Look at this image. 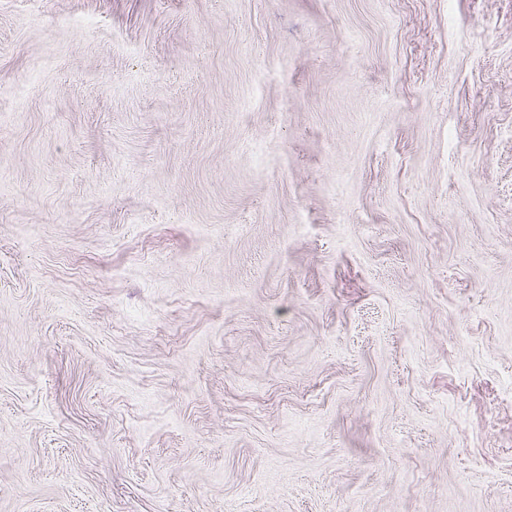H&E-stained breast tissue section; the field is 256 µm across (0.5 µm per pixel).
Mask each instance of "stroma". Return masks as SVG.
<instances>
[{"label":"stroma","instance_id":"35a3bbf8","mask_svg":"<svg viewBox=\"0 0 512 512\" xmlns=\"http://www.w3.org/2000/svg\"><path fill=\"white\" fill-rule=\"evenodd\" d=\"M0 512H512V0H0Z\"/></svg>","mask_w":512,"mask_h":512}]
</instances>
